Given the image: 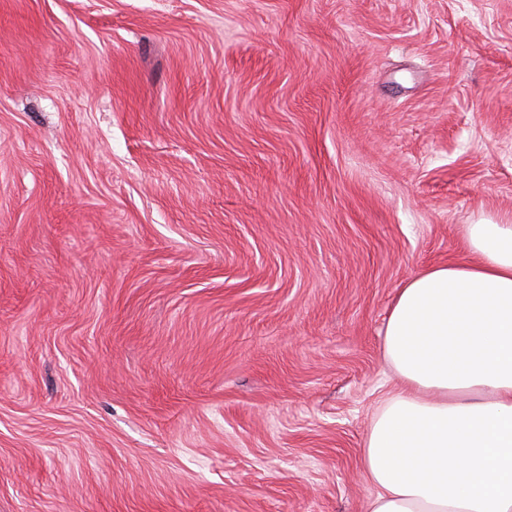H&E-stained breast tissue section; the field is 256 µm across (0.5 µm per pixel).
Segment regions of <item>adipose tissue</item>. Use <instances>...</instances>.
<instances>
[{
    "label": "adipose tissue",
    "mask_w": 512,
    "mask_h": 512,
    "mask_svg": "<svg viewBox=\"0 0 512 512\" xmlns=\"http://www.w3.org/2000/svg\"><path fill=\"white\" fill-rule=\"evenodd\" d=\"M461 236L470 260L411 278L388 312L399 387L362 450L370 512H512V224Z\"/></svg>",
    "instance_id": "adipose-tissue-1"
}]
</instances>
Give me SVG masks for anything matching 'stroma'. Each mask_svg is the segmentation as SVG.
Instances as JSON below:
<instances>
[{
	"label": "stroma",
	"mask_w": 512,
	"mask_h": 512,
	"mask_svg": "<svg viewBox=\"0 0 512 512\" xmlns=\"http://www.w3.org/2000/svg\"><path fill=\"white\" fill-rule=\"evenodd\" d=\"M512 219V0H0V512H369L382 330Z\"/></svg>",
	"instance_id": "1"
}]
</instances>
